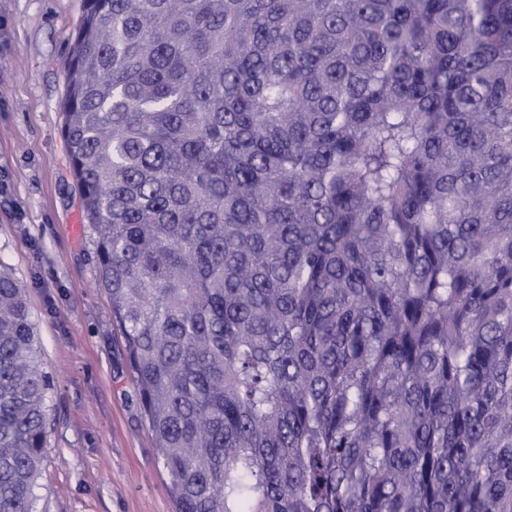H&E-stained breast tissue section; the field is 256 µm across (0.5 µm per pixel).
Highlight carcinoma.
Instances as JSON below:
<instances>
[{
    "mask_svg": "<svg viewBox=\"0 0 512 512\" xmlns=\"http://www.w3.org/2000/svg\"><path fill=\"white\" fill-rule=\"evenodd\" d=\"M62 134L177 512H512V0H86ZM49 388L0 269V512Z\"/></svg>",
    "mask_w": 512,
    "mask_h": 512,
    "instance_id": "1",
    "label": "carcinoma"
}]
</instances>
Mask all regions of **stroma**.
Masks as SVG:
<instances>
[{"instance_id":"obj_1","label":"stroma","mask_w":512,"mask_h":512,"mask_svg":"<svg viewBox=\"0 0 512 512\" xmlns=\"http://www.w3.org/2000/svg\"><path fill=\"white\" fill-rule=\"evenodd\" d=\"M83 0H0V265L50 375L36 512H176L61 136Z\"/></svg>"}]
</instances>
